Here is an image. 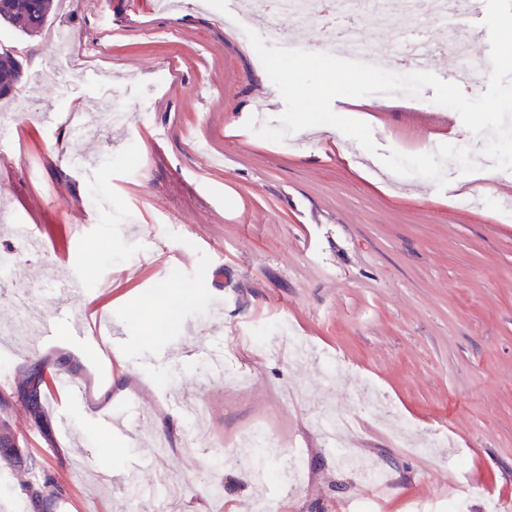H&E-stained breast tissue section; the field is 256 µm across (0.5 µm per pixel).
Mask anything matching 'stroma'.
I'll use <instances>...</instances> for the list:
<instances>
[{"label": "stroma", "instance_id": "35a3bbf8", "mask_svg": "<svg viewBox=\"0 0 512 512\" xmlns=\"http://www.w3.org/2000/svg\"><path fill=\"white\" fill-rule=\"evenodd\" d=\"M232 0H54L47 27L33 36L0 28V45L22 64L12 92L13 160L0 164V331L24 316L8 301L15 288L53 312L54 280L72 276L73 313L93 327L111 314L127 337L124 393L103 347L60 336L37 356L0 357V435L41 456L46 482L29 484L11 465L0 496L25 492L28 512H155L178 500L184 512H449L444 480L483 479L487 501L512 512V203L505 175L483 154L487 135L459 113L412 109L399 94L339 97L344 117L368 123L376 152L330 126L283 141L246 129L250 117H278L285 103L251 44L225 15ZM80 65L84 76L61 94L36 81L47 67ZM120 121L83 140L70 111ZM56 121L43 125L38 116ZM444 143L479 158L477 174L444 165L445 186L398 176L381 163ZM93 159L92 172L75 167ZM34 226L41 255L23 253L12 227ZM260 336L301 338L318 362L299 366L271 354ZM187 343L221 344L228 363L211 378L207 360L182 364ZM64 368L84 388L80 404L47 396L38 416L17 391L33 359ZM347 366L332 383L333 359ZM335 405L354 422L346 451L382 472L367 484L326 445L296 387ZM383 403L364 410L358 391ZM201 401L205 432L188 422L173 391ZM128 404L147 408L140 446L101 425ZM448 444L431 447L436 435ZM179 449L171 470L182 482L152 488L140 465L154 439ZM300 455L303 483L287 480ZM132 471L140 496L103 486L101 472ZM217 483L223 495L205 493Z\"/></svg>", "mask_w": 512, "mask_h": 512}]
</instances>
